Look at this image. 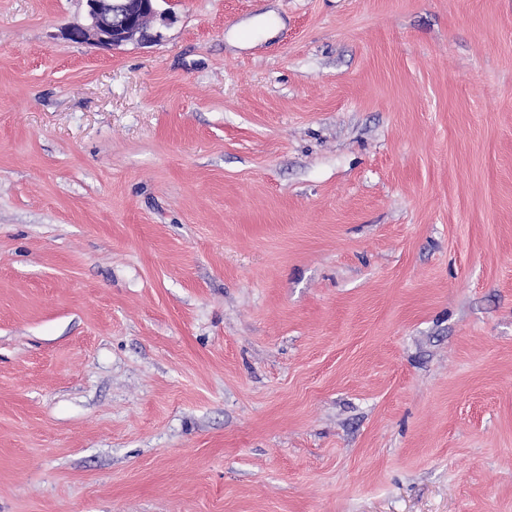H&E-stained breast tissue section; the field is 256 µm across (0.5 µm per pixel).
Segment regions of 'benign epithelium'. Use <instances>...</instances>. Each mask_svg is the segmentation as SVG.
<instances>
[{
	"label": "benign epithelium",
	"instance_id": "7a95c632",
	"mask_svg": "<svg viewBox=\"0 0 512 512\" xmlns=\"http://www.w3.org/2000/svg\"><path fill=\"white\" fill-rule=\"evenodd\" d=\"M86 23L64 30L73 43L97 45L109 50L129 43H144L162 38L159 32L143 27V20L159 16L158 0H83Z\"/></svg>",
	"mask_w": 512,
	"mask_h": 512
}]
</instances>
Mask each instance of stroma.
Returning <instances> with one entry per match:
<instances>
[{"mask_svg":"<svg viewBox=\"0 0 512 512\" xmlns=\"http://www.w3.org/2000/svg\"><path fill=\"white\" fill-rule=\"evenodd\" d=\"M159 8L0 0V512H512V0ZM85 2L86 23L64 30L65 39L73 43L97 45L109 50L129 43L158 41L161 32L152 33L142 25L145 18L159 15V0H82ZM162 20L166 18L162 17Z\"/></svg>","mask_w":512,"mask_h":512,"instance_id":"1","label":"stroma"}]
</instances>
